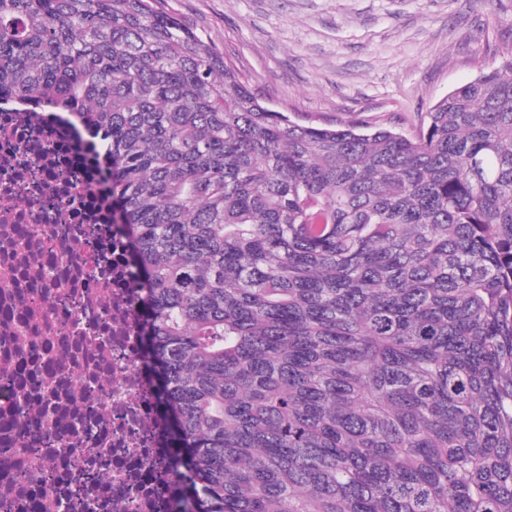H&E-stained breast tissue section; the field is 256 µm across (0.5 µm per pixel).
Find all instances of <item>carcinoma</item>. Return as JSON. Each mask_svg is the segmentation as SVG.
<instances>
[{
  "label": "carcinoma",
  "mask_w": 512,
  "mask_h": 512,
  "mask_svg": "<svg viewBox=\"0 0 512 512\" xmlns=\"http://www.w3.org/2000/svg\"><path fill=\"white\" fill-rule=\"evenodd\" d=\"M4 97L102 135L182 512H512V56L315 127L165 0H0Z\"/></svg>",
  "instance_id": "obj_1"
}]
</instances>
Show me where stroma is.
<instances>
[{
    "mask_svg": "<svg viewBox=\"0 0 512 512\" xmlns=\"http://www.w3.org/2000/svg\"><path fill=\"white\" fill-rule=\"evenodd\" d=\"M264 103L302 125L416 133L512 47V0H168Z\"/></svg>",
    "mask_w": 512,
    "mask_h": 512,
    "instance_id": "35a3bbf8",
    "label": "stroma"
}]
</instances>
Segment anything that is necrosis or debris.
Returning a JSON list of instances; mask_svg holds the SVG:
<instances>
[{
    "label": "necrosis or debris",
    "mask_w": 512,
    "mask_h": 512,
    "mask_svg": "<svg viewBox=\"0 0 512 512\" xmlns=\"http://www.w3.org/2000/svg\"><path fill=\"white\" fill-rule=\"evenodd\" d=\"M65 112L0 100V512H161L140 290Z\"/></svg>",
    "instance_id": "necrosis-or-debris-1"
}]
</instances>
